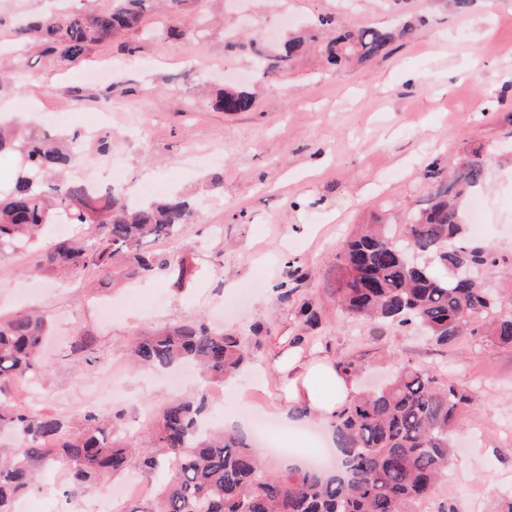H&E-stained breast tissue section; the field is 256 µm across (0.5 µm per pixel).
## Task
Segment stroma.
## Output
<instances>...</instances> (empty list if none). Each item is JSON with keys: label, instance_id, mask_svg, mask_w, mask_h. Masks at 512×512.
<instances>
[{"label": "stroma", "instance_id": "1", "mask_svg": "<svg viewBox=\"0 0 512 512\" xmlns=\"http://www.w3.org/2000/svg\"><path fill=\"white\" fill-rule=\"evenodd\" d=\"M110 0H0V49L36 60L16 85L0 92V116L36 131L83 133L96 120L92 104L108 101L112 124L98 139L112 143L125 196L148 187L161 199L178 192L199 201L193 223L152 251L185 260L183 284L162 275L148 281L110 279L79 269L58 276L40 265L44 241L20 246L0 260V318L27 311L48 319L42 367L31 381L36 411L81 424L93 411L111 416L117 438L155 449L146 421L176 397L201 389L197 376L169 384L162 371L132 369L130 336L188 321L242 336L245 372L212 402L213 426L253 416L274 420L281 349L298 344L313 359L364 356L363 381L373 385L398 363L440 371L474 393L476 404L459 426L461 448L448 479L430 500L455 512H496L512 493V346L464 338L434 344L415 326L350 322L334 301L335 254L360 224L385 216L387 203L426 207L429 163L454 169L464 151L512 140V0H475L467 13L443 0H185L148 16L155 34L130 33L92 46L76 62L41 54L19 38V17L78 10L103 11ZM332 15L358 29L397 21L418 27L385 56L355 67L322 64L307 54L273 79L254 76L251 58L225 51L242 30L286 35ZM211 24L203 39L167 38L166 30ZM137 48L128 56L125 45ZM411 71L425 73L413 81ZM240 83L256 99L252 112L219 110L225 83ZM80 96L83 112L56 117L62 100ZM482 221L467 237L512 254V161L494 166L484 188L469 196ZM291 293L279 300L276 288ZM321 315L311 329L299 310ZM91 337L99 363L86 365L72 345ZM130 480L158 492L162 474L132 468L93 481L72 499L36 488L21 495L31 512H83L103 488Z\"/></svg>", "mask_w": 512, "mask_h": 512}]
</instances>
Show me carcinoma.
<instances>
[{"instance_id":"carcinoma-1","label":"carcinoma","mask_w":512,"mask_h":512,"mask_svg":"<svg viewBox=\"0 0 512 512\" xmlns=\"http://www.w3.org/2000/svg\"><path fill=\"white\" fill-rule=\"evenodd\" d=\"M161 0H112L100 12H74L26 22L21 33L36 39L60 63H71L92 46L125 32L148 33L146 17ZM416 28L337 29L320 46L332 65L375 59L397 39H411ZM319 40L312 30L292 37L278 50L262 39L236 42L253 57L267 78L288 68L306 42ZM224 112L255 110V96L244 87H228L217 99ZM15 153L20 165L0 191V251L34 239L52 216L65 214L72 224H93L87 239L58 236L42 254L50 270L69 267L112 276L151 279L163 273L186 277L184 263L148 251L196 219L188 199L173 195L137 206L116 189L90 195L84 185L64 178L80 155V146H63L49 133L25 135L0 127V156ZM495 156L485 147L464 154L453 179L429 167L433 181L428 207L411 211L399 234L383 224H364L336 252V304L346 319L421 325L440 346L463 336L478 343L512 346V311L502 299L462 273L461 262L493 272L509 258L488 243L466 239L461 203L486 183ZM46 317L24 313L0 321V429L18 436L9 458H0V512H13L17 494L30 489L36 467L57 463L67 474L62 495L71 497L86 483L124 472L136 464L144 472L159 469L167 480L149 502L124 512H416L430 500L447 475L451 434L472 397L436 371L401 364L381 387L343 403L329 426L340 459L327 470L290 468L271 473L237 432L198 431L208 410L206 396L174 399L158 410L150 427L160 452L134 455L112 435V426L94 415L80 427L64 419L10 404V391L41 368L38 358ZM136 367L167 368L191 362L205 383L234 380L248 353L240 337L204 323L165 328L136 336L128 348Z\"/></svg>"}]
</instances>
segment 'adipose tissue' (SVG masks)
Masks as SVG:
<instances>
[{"instance_id": "1", "label": "adipose tissue", "mask_w": 512, "mask_h": 512, "mask_svg": "<svg viewBox=\"0 0 512 512\" xmlns=\"http://www.w3.org/2000/svg\"><path fill=\"white\" fill-rule=\"evenodd\" d=\"M277 367L286 381V390L276 413L285 417L289 428L302 424L301 419L289 414L290 405L307 408L310 418L328 419L354 394L352 380L337 369L335 362L308 361L286 351L280 355Z\"/></svg>"}]
</instances>
